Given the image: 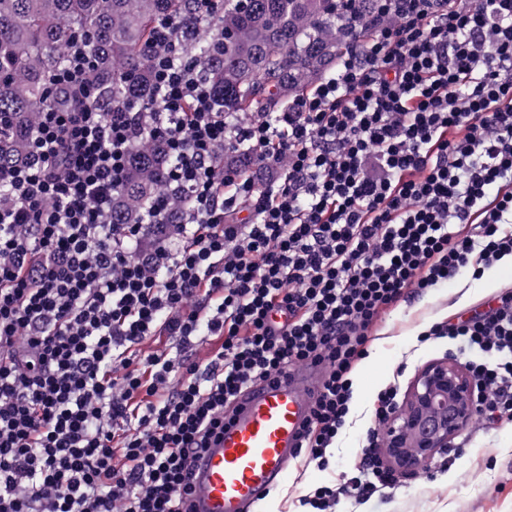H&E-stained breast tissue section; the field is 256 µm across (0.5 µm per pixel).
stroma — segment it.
Wrapping results in <instances>:
<instances>
[{
    "mask_svg": "<svg viewBox=\"0 0 512 512\" xmlns=\"http://www.w3.org/2000/svg\"><path fill=\"white\" fill-rule=\"evenodd\" d=\"M510 286L512 267L498 264L486 270L482 280L462 275L388 308L369 333L368 357L353 365L356 388L351 413L328 468L294 461L276 495L257 504L253 512H298L300 496L359 467L380 389L395 381L409 389L430 361L449 355L461 364L468 359L467 353L449 352L444 339L418 345V332L435 321L488 311L499 289ZM456 442L463 454L449 469L431 466L381 499L342 500L338 512H512V423L492 428L469 424Z\"/></svg>",
    "mask_w": 512,
    "mask_h": 512,
    "instance_id": "obj_1",
    "label": "stroma"
}]
</instances>
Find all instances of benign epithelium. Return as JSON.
Returning <instances> with one entry per match:
<instances>
[{
	"label": "benign epithelium",
	"mask_w": 512,
	"mask_h": 512,
	"mask_svg": "<svg viewBox=\"0 0 512 512\" xmlns=\"http://www.w3.org/2000/svg\"><path fill=\"white\" fill-rule=\"evenodd\" d=\"M474 382L451 359L427 363L415 376L383 436L387 465L400 477L445 449L471 419Z\"/></svg>",
	"instance_id": "1"
}]
</instances>
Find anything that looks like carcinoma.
Returning <instances> with one entry per match:
<instances>
[{"mask_svg":"<svg viewBox=\"0 0 512 512\" xmlns=\"http://www.w3.org/2000/svg\"><path fill=\"white\" fill-rule=\"evenodd\" d=\"M193 0H0V165L31 160L30 140L44 107L50 72L67 65L69 42L80 38L92 59L99 100L139 104L160 99L145 54L158 20L185 15ZM379 0H221L186 42L226 112H274L333 72L348 51L383 23ZM224 168L255 163L248 147L218 149ZM176 163L156 136L135 141L112 196V223L140 225V246L154 245L157 224H176L189 209L171 185ZM163 197L167 211L149 216Z\"/></svg>","mask_w":512,"mask_h":512,"instance_id":"cac0c4a2","label":"carcinoma"}]
</instances>
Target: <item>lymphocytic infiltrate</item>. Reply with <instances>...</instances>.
I'll list each match as a JSON object with an SVG mask.
<instances>
[{
  "label": "lymphocytic infiltrate",
  "instance_id": "f902f5d3",
  "mask_svg": "<svg viewBox=\"0 0 512 512\" xmlns=\"http://www.w3.org/2000/svg\"><path fill=\"white\" fill-rule=\"evenodd\" d=\"M336 72L278 112L219 108L194 32L163 18L159 107L95 97L70 44L31 140L0 166V512H187L191 465L239 393L325 367L298 452L326 468L371 327L409 291L512 257V0H389ZM159 134L189 197L183 223L140 256L141 227L110 224L130 143ZM243 142L274 181L224 169ZM164 336L168 346L143 354ZM471 354L475 419L512 422V291L489 311L432 324L421 342ZM207 361L191 353L203 341ZM400 389L380 390L357 473L303 496L313 512L399 486L381 450Z\"/></svg>",
  "mask_w": 512,
  "mask_h": 512
}]
</instances>
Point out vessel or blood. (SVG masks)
Masks as SVG:
<instances>
[{"mask_svg": "<svg viewBox=\"0 0 512 512\" xmlns=\"http://www.w3.org/2000/svg\"><path fill=\"white\" fill-rule=\"evenodd\" d=\"M324 375L319 364L242 392L224 432L192 465V512H251L285 481Z\"/></svg>", "mask_w": 512, "mask_h": 512, "instance_id": "b4317fda", "label": "vessel or blood"}]
</instances>
